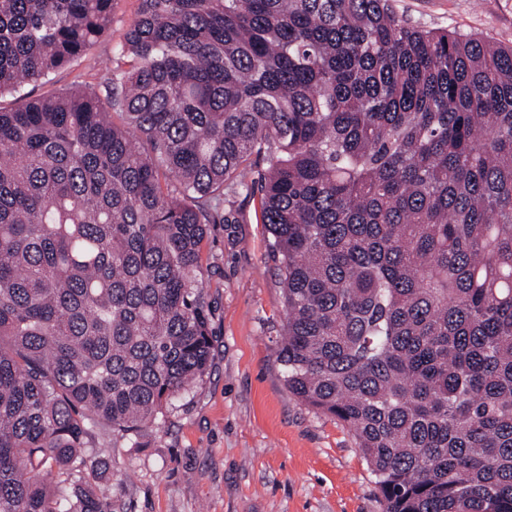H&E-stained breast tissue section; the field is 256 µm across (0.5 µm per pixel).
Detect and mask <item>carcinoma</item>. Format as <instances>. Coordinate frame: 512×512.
Returning <instances> with one entry per match:
<instances>
[{
	"mask_svg": "<svg viewBox=\"0 0 512 512\" xmlns=\"http://www.w3.org/2000/svg\"><path fill=\"white\" fill-rule=\"evenodd\" d=\"M111 6L0 0V94ZM118 56L102 95L0 107V512H112L90 438L207 373L203 252L242 194L288 391L383 512H512V46L390 0H140Z\"/></svg>",
	"mask_w": 512,
	"mask_h": 512,
	"instance_id": "carcinoma-1",
	"label": "carcinoma"
}]
</instances>
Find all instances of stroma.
<instances>
[{"label": "stroma", "instance_id": "stroma-1", "mask_svg": "<svg viewBox=\"0 0 512 512\" xmlns=\"http://www.w3.org/2000/svg\"><path fill=\"white\" fill-rule=\"evenodd\" d=\"M424 29H454L512 45V0H391ZM138 0H113L105 33L33 97L103 89ZM254 200L238 198L211 225L204 254L212 362L157 424L93 441L112 462V512H382L375 478L347 426L292 396L277 360L281 272Z\"/></svg>", "mask_w": 512, "mask_h": 512}]
</instances>
